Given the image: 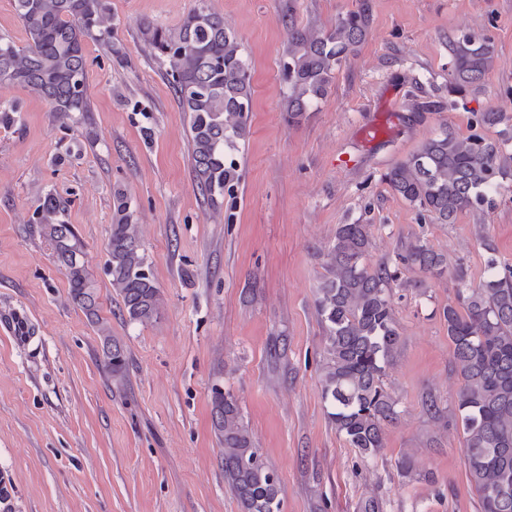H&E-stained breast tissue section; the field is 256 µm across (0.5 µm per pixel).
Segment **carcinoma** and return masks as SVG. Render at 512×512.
I'll return each instance as SVG.
<instances>
[{"label":"carcinoma","mask_w":512,"mask_h":512,"mask_svg":"<svg viewBox=\"0 0 512 512\" xmlns=\"http://www.w3.org/2000/svg\"><path fill=\"white\" fill-rule=\"evenodd\" d=\"M26 35L19 46L0 34V85H20L49 101L57 120L87 112L85 40L112 42L110 0H13ZM369 15L361 8L330 28L291 26L283 47L282 71L288 83V122L297 124L328 95L343 63L363 42ZM154 56L166 62V74L190 128L192 165L197 187L210 201L239 180L232 155L246 133L252 108L248 64L237 35L208 0H195L174 29L145 24ZM450 85L464 93L480 84L495 64L492 47L462 33L451 42ZM475 124L512 125L503 112H476ZM512 156L474 132H452L426 141L384 175L386 183L417 209L422 220L453 224L466 210L494 205ZM113 222L106 246V272L129 320L155 321L162 308L160 289L132 223L124 190L112 193ZM62 202L46 195L37 209L41 235L55 263L64 270L72 301L98 326L106 368L126 378L122 347L98 314L94 280L81 257L72 225L60 220ZM372 225L340 224L326 254L327 277L317 289L315 306L326 329L322 393L336 431L365 459L385 448V430L400 416L397 400L383 378L402 347L391 290L401 270L414 269L440 278L448 258L416 238L404 243L391 261L368 263ZM489 254L488 275L472 288L463 266L455 268L461 285L456 302L442 309L453 347V369L461 384L453 417L464 435L463 456L479 495L481 512H512V266L496 258L491 238L479 236ZM212 430L223 448L224 479L245 512H280L279 481L267 466L245 424L237 398L212 388Z\"/></svg>","instance_id":"cac0c4a2"}]
</instances>
